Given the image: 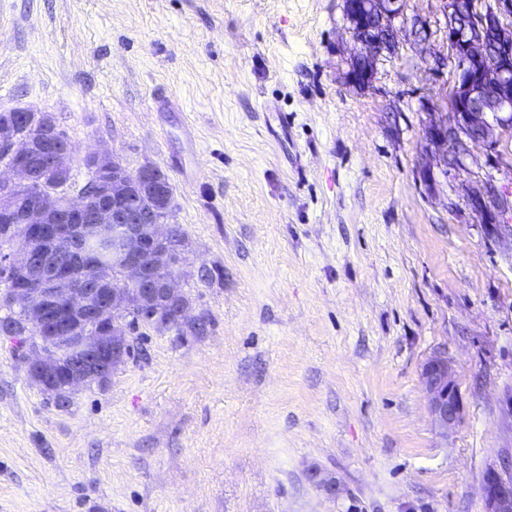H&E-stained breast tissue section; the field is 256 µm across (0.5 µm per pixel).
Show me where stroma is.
<instances>
[{
    "instance_id": "obj_1",
    "label": "stroma",
    "mask_w": 512,
    "mask_h": 512,
    "mask_svg": "<svg viewBox=\"0 0 512 512\" xmlns=\"http://www.w3.org/2000/svg\"><path fill=\"white\" fill-rule=\"evenodd\" d=\"M351 46L343 0H0V112L53 114L76 185L100 148L168 176L206 321L66 409L0 334V512H485L512 478V241L463 191L512 187V136L428 190L446 86L405 36L352 86ZM422 380L428 395L429 408L435 424L448 432L461 419L462 404L454 371L442 355L432 356L425 364ZM486 512H512V481L504 479L498 472L490 471L482 485Z\"/></svg>"
}]
</instances>
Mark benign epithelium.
Returning a JSON list of instances; mask_svg holds the SVG:
<instances>
[{"label": "benign epithelium", "mask_w": 512, "mask_h": 512, "mask_svg": "<svg viewBox=\"0 0 512 512\" xmlns=\"http://www.w3.org/2000/svg\"><path fill=\"white\" fill-rule=\"evenodd\" d=\"M442 3L446 54L429 47L431 29L425 20L407 18V0H344L353 41L348 83L370 87L377 62L397 50L403 31L422 46L429 70L451 69V112L437 118L431 100H419L431 116L421 170L429 183L436 170L447 178L468 170L467 159L474 158L475 148L492 156L503 135L512 131V0H469L465 6L461 0ZM0 147L19 158L0 173V214L8 215L17 211L18 193L35 183L22 158L36 153L39 143L5 123L0 124ZM93 158L112 159V171L87 180L95 200L80 190L63 204L53 191H43L40 206L19 215L24 230L30 232L29 242L12 246L0 261V276L16 284L3 300L24 314L39 335L30 376L43 389L58 386L62 371L67 375L66 388L73 392L127 365L133 356V338L126 319L161 316L173 330L188 314L181 276L168 260L175 244L173 225L157 218L153 209L146 212L130 206L137 194H148L165 208L171 205L173 193L162 171L147 166L130 174L106 149ZM466 199L470 214L481 208L493 220L494 235L512 240V194L497 185L494 176L467 186ZM88 237L112 247V267L124 277L112 281L104 293L100 287L107 279L89 274L95 269L93 253L78 247ZM62 241L71 243V252L82 266L80 274L57 263L48 265V254ZM62 347L69 350L65 362ZM422 380L433 420L446 433L462 414L448 359L432 356ZM482 495L486 512H512V481L498 472H488Z\"/></svg>", "instance_id": "7a95c632"}]
</instances>
